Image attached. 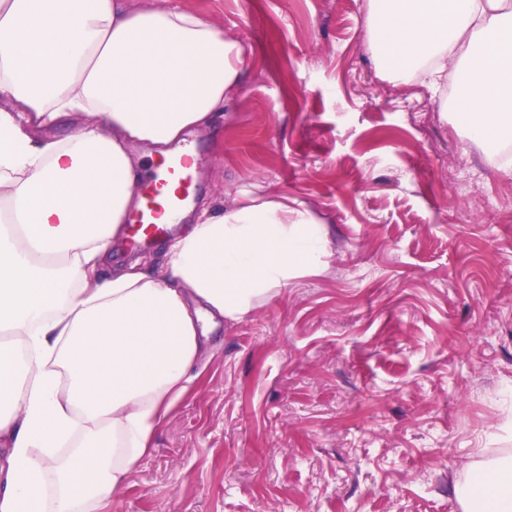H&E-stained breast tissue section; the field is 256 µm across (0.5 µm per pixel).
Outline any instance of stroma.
I'll return each mask as SVG.
<instances>
[{
    "label": "stroma",
    "mask_w": 512,
    "mask_h": 512,
    "mask_svg": "<svg viewBox=\"0 0 512 512\" xmlns=\"http://www.w3.org/2000/svg\"><path fill=\"white\" fill-rule=\"evenodd\" d=\"M251 47L194 191L256 186L324 224L326 269L219 322L152 451L99 512H455L512 449V144L456 93L380 78L367 0H177Z\"/></svg>",
    "instance_id": "35a3bbf8"
}]
</instances>
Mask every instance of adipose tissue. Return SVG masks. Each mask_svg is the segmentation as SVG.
I'll list each match as a JSON object with an SVG mask.
<instances>
[{
  "instance_id": "1",
  "label": "adipose tissue",
  "mask_w": 512,
  "mask_h": 512,
  "mask_svg": "<svg viewBox=\"0 0 512 512\" xmlns=\"http://www.w3.org/2000/svg\"><path fill=\"white\" fill-rule=\"evenodd\" d=\"M371 50L430 93L455 78L466 137L512 141V0H370ZM248 45L172 0H0V512H94L183 398L204 323L241 320L326 266V229L287 196L239 188L165 212L161 269L107 271L143 205L142 157L220 126ZM62 128L64 136L54 135ZM459 512H512V451L477 449Z\"/></svg>"
}]
</instances>
